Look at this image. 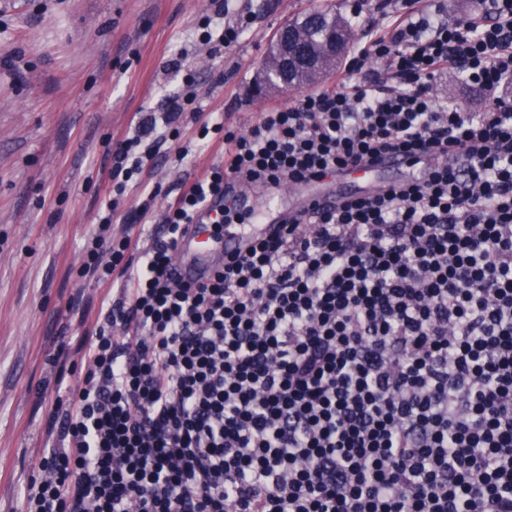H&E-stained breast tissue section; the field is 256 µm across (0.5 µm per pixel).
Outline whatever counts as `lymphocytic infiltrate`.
Here are the masks:
<instances>
[{
    "label": "lymphocytic infiltrate",
    "instance_id": "lymphocytic-infiltrate-1",
    "mask_svg": "<svg viewBox=\"0 0 512 512\" xmlns=\"http://www.w3.org/2000/svg\"><path fill=\"white\" fill-rule=\"evenodd\" d=\"M206 17L210 56L251 16ZM451 72L488 104L437 100ZM183 79L162 116L112 151L109 200L80 275L121 282L58 391L25 512H512V0L448 21L407 11L367 34L330 87L240 131L178 146L224 156L184 185L150 237L147 194L107 230L128 182L179 137ZM443 157L421 181L320 212L222 262L170 275L176 243L232 177L278 186L380 154Z\"/></svg>",
    "mask_w": 512,
    "mask_h": 512
}]
</instances>
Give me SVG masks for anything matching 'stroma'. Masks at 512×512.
I'll list each match as a JSON object with an SVG mask.
<instances>
[{
	"label": "stroma",
	"instance_id": "35a3bbf8",
	"mask_svg": "<svg viewBox=\"0 0 512 512\" xmlns=\"http://www.w3.org/2000/svg\"><path fill=\"white\" fill-rule=\"evenodd\" d=\"M354 0H229L225 20L253 23L210 58L196 42L210 0H0V512H23V488L53 445L45 421L58 383L83 366L77 346L102 321L105 294L79 276L108 191L109 150L139 113L161 111L182 85L198 84L188 128L224 122L247 130L259 112L299 89L257 93L254 82L278 28L316 6L350 16ZM182 58V69L170 62ZM216 149L181 167L158 159L145 174L160 195L142 221L152 232L180 183L206 176Z\"/></svg>",
	"mask_w": 512,
	"mask_h": 512
}]
</instances>
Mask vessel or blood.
<instances>
[{
    "instance_id": "vessel-or-blood-1",
    "label": "vessel or blood",
    "mask_w": 512,
    "mask_h": 512,
    "mask_svg": "<svg viewBox=\"0 0 512 512\" xmlns=\"http://www.w3.org/2000/svg\"><path fill=\"white\" fill-rule=\"evenodd\" d=\"M439 159L431 153L413 157L384 155L374 163L358 167H339L316 179L289 181L288 187L299 193V200L285 209L259 204L245 186L230 179L224 184L223 201L212 202L208 216L179 241L176 247L175 277L178 281L203 282L212 274V257H231L245 253L255 240L284 232L287 225L302 222L306 216L334 209L352 198L368 197L389 190L386 182H378V175L389 168L405 170L407 181L423 178ZM233 205L247 213L248 226L228 224L223 235H216L211 223L213 214L222 205Z\"/></svg>"
}]
</instances>
